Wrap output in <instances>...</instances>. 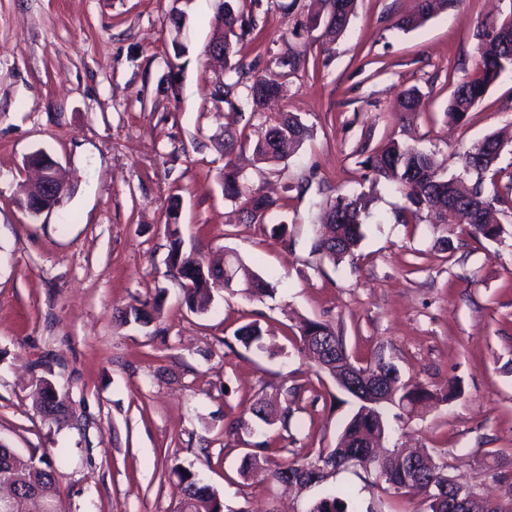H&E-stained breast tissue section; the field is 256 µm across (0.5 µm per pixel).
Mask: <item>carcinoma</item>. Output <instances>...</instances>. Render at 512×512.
Here are the masks:
<instances>
[{"label":"carcinoma","instance_id":"obj_1","mask_svg":"<svg viewBox=\"0 0 512 512\" xmlns=\"http://www.w3.org/2000/svg\"><path fill=\"white\" fill-rule=\"evenodd\" d=\"M343 3V12L336 16V22L327 28L331 39L341 35L347 29L355 14L357 0H320L322 15L327 16L331 7L337 2ZM431 15L428 5L419 4L418 11L398 21L402 29H414L423 25ZM252 22L235 12L231 0H224V31L218 34V40L224 43V58L233 54L231 37H241L250 33ZM478 52L480 56L479 71L476 76L464 81L454 88L448 100V116L456 122L463 121L472 108L483 98L488 88L507 70L512 69V17L498 19L488 18L477 27ZM244 88V96L251 106L252 114L259 113L267 100L281 92V84L272 75H254L252 72L238 68L235 78L224 84V102L234 106L233 98L239 88ZM422 101L417 92L411 90L398 102L402 112H418ZM268 123V141H261L254 147V154L259 161H283L295 151L305 139L308 128L299 117L289 113H277L266 116ZM242 135L230 126L224 127V198L237 202L241 213L247 221H263L275 203L248 188L245 176L235 162L234 153ZM501 153L500 142L494 137H487L465 153L464 163L470 171L478 175L486 171ZM362 164L374 178L393 181L399 192L408 202L407 210L413 214L422 211L434 217L443 214L449 220L451 214L448 206L459 202L473 208V219L468 222V234L475 238L495 240L502 234V227L486 224L482 220L483 205L494 206L496 197H488L482 189L481 179L468 184L456 177L445 178L434 167L430 155L418 148L396 140L387 142L377 151L369 154ZM368 202L362 195L339 193L326 202L320 214L321 232L314 238L312 251L328 258L333 263H340L347 257H354L362 239V226L366 217ZM170 237L169 257L181 267H171L173 276L184 291L187 306L196 312L208 310L215 288L210 275L202 274L201 262L182 254V241L178 223L168 225ZM227 268L242 283L252 285L250 296L261 298L274 292L273 286L263 277L254 273L240 256L227 260ZM234 339L246 349H266L264 330L257 321L246 323L235 330ZM300 347L311 353L328 346L332 355L318 361L319 370L330 377L344 378V373L362 378H385V386H362L353 388L343 382V391L357 401V409L345 424L337 438L336 447L321 450L316 458L305 462H279L270 457L265 443L257 445L242 459L240 473L247 477L254 472H262L265 479L272 483L284 484L293 478L301 484L315 483L321 486L318 497L313 501L309 512H356L350 508L355 501L354 493L348 486L330 484L327 478L330 472L349 470L364 482L380 481L388 485L395 495L419 494L431 487V496L426 498L427 512H448V473L444 462L436 456L418 460V465L410 466L404 457V451L397 448L388 450V456L379 465L358 469L352 458L358 454L372 452L370 445L375 438H384L388 423L384 415L387 406H394L412 414L424 401L442 397L446 400L455 396L453 386L438 394L429 390L420 382H404L398 368L390 361L378 356L374 361L357 366L353 364L343 346L342 339L326 322L308 320L300 327ZM47 380L39 379L36 385L37 403L41 413L61 427L68 421V410L59 401L48 396L45 386ZM250 413L267 426L281 425L288 428L292 415L291 407L280 406L265 398H258L249 408ZM7 471L16 486L13 498L0 501V512H26L30 502V493L36 488L41 494L45 512H63L57 498L55 471L35 464L33 458H26L11 448L0 451V472ZM179 492L177 512H224V502L218 492L204 483L194 474L174 470ZM478 512H512V489L506 493V500H484L478 506Z\"/></svg>","mask_w":512,"mask_h":512}]
</instances>
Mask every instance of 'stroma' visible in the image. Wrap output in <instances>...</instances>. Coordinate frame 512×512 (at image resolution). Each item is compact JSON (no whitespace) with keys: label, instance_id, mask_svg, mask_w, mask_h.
Listing matches in <instances>:
<instances>
[{"label":"stroma","instance_id":"obj_1","mask_svg":"<svg viewBox=\"0 0 512 512\" xmlns=\"http://www.w3.org/2000/svg\"><path fill=\"white\" fill-rule=\"evenodd\" d=\"M417 6L357 0L332 43L308 24L316 0H235L256 29L235 41L230 66L276 71L272 111L308 128L288 160L260 162L267 125L252 118L236 153L249 186L275 200L272 220L287 223L281 243L224 197L218 140L245 102L212 97L220 0H0V443L58 471L65 512H175V466L216 489L228 512H308L318 488L298 496L240 474L262 441L300 461L335 447L355 409L299 351L305 320L331 324L356 361L384 355L432 390L457 382L458 396L412 415L386 408L384 447L445 451L449 475L481 494L512 483V71L462 122L447 114L477 71V25L512 14V0H448L423 26L398 28ZM288 55L297 67L279 65ZM411 89L421 111H399ZM491 135L507 140L480 179L500 198L495 241L412 217L394 184L362 165L394 139L471 183L462 155ZM39 150L60 163L68 192L35 216L19 200ZM339 193L365 194L370 216L356 259L336 265L311 243ZM174 196L184 252L205 262L236 252L273 295L217 289L207 312L190 311L170 272ZM144 302L157 307L151 323L119 318ZM253 320L267 351L227 347ZM42 377L65 397L68 425L35 408ZM293 387L288 428L236 429L258 397ZM329 480L354 486L363 505L387 498L348 471ZM390 501L397 512L427 508L419 496Z\"/></svg>","mask_w":512,"mask_h":512}]
</instances>
